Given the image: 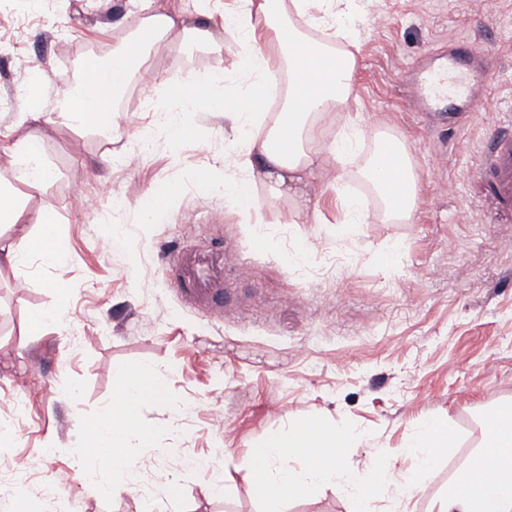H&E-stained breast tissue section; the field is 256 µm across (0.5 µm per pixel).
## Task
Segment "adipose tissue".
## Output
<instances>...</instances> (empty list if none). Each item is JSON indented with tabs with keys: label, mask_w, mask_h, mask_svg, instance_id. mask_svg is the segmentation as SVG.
<instances>
[{
	"label": "adipose tissue",
	"mask_w": 512,
	"mask_h": 512,
	"mask_svg": "<svg viewBox=\"0 0 512 512\" xmlns=\"http://www.w3.org/2000/svg\"><path fill=\"white\" fill-rule=\"evenodd\" d=\"M357 0H232L221 16V25L236 30L241 47L240 66L247 71L246 83L232 93H223L229 72L217 71L211 85V108L223 113L230 131L243 140L233 160L235 174L220 176L216 170L203 173L205 182L224 188V202L251 215L259 206L253 199L252 184L256 178L268 180L277 192L287 191L290 184L302 181L314 168L325 167L351 151L350 137L318 145L316 121L337 104L346 102L353 92L351 76L355 65L352 52H328L323 42L306 38L302 28L292 26L291 17L301 19L303 26L321 30L327 35L351 39L349 28L341 18L351 17ZM145 31L112 50L92 83L80 84L62 104L59 116L64 125L84 127L106 123L116 127L112 104L126 87L133 70L155 53L160 43L171 34L222 52L223 41L211 26L190 25L182 16L156 8L144 20ZM278 44L281 56L297 74L291 80L288 96L265 135L246 134L248 122L267 109V92L279 71L270 64L265 50ZM12 165L21 181L31 190H40L51 176L46 162L44 137L27 134L13 138L8 148ZM381 194L391 220L411 224L415 221L417 183L407 155L389 160L384 152L376 156L363 172ZM37 257L42 262L58 265L64 254L55 235L38 234L22 238L19 243L0 247V270H20L25 260ZM152 368H145L143 378L125 377L120 387L122 399L113 406L111 424H97L94 436L98 444H112L113 479L116 486L130 488L139 481L137 469L127 461L124 450L131 439L147 442L146 433L135 427L139 405L161 393L153 378ZM512 409L499 410L486 425V441L475 470L457 477L448 487L438 512H512V425L504 422Z\"/></svg>",
	"instance_id": "ef3b65f1"
}]
</instances>
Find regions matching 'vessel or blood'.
I'll return each mask as SVG.
<instances>
[{"label":"vessel or blood","instance_id":"1","mask_svg":"<svg viewBox=\"0 0 512 512\" xmlns=\"http://www.w3.org/2000/svg\"><path fill=\"white\" fill-rule=\"evenodd\" d=\"M479 55L478 48L471 43L459 44L449 53L446 68L426 72L422 77L410 101L413 111L431 108L444 98L470 96L473 87L469 76ZM478 175L492 205L500 212H512V121L500 126L488 140ZM164 262L180 271L183 290L192 303L210 304L221 297L223 252L209 258L178 252L165 257Z\"/></svg>","mask_w":512,"mask_h":512}]
</instances>
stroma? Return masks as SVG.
I'll list each match as a JSON object with an SVG mask.
<instances>
[{
	"instance_id": "1",
	"label": "stroma",
	"mask_w": 512,
	"mask_h": 512,
	"mask_svg": "<svg viewBox=\"0 0 512 512\" xmlns=\"http://www.w3.org/2000/svg\"><path fill=\"white\" fill-rule=\"evenodd\" d=\"M142 0H0V97L27 85L25 58L40 59L44 120L20 122L0 111V130L49 138L52 176L30 193L0 152V183L12 188L22 223L0 229V245L37 234L49 214L65 255L51 267L30 259L20 273L0 271V417L14 399L23 413L0 428V464L15 488L0 495V512H141L136 492H100L74 480L52 500L44 486L76 459L112 478L110 457L93 440L94 426L120 397L117 369L159 371L164 393L144 402L136 426L148 445L127 459L142 478L176 476L175 497L154 512H260L250 466L255 446L305 416L359 432L348 462L371 469L387 453L392 482L417 468L409 446L417 428L437 417L461 433L445 460L419 482L401 512H437L448 485L476 467L483 425L512 405V215L482 199L477 169L487 138L512 118V0H376L357 11L358 33L350 116L362 143L344 165L342 182L320 172L272 199L255 181L261 233L225 207L224 194L199 175L234 156L224 115L208 109V79L232 64L240 48L224 33L222 55L172 38L171 57H153L155 83L132 80L120 100H157L156 86L194 73L188 91L197 109L181 117L179 154L165 139L137 153L135 132L152 113L120 109L119 133L104 125L58 124L57 103L68 79L62 47L107 57L137 32ZM493 57L473 74L477 94L441 104L461 112L448 126L405 105L422 67L443 64L458 40ZM403 141L420 180L416 221L388 220L361 178L379 136ZM98 201L83 215L67 199L73 181ZM179 189L172 222L145 223L142 203L157 188ZM360 197L365 223L346 221L343 195ZM310 199L319 219L295 224ZM224 248V304H191L161 257L172 250ZM58 308L63 320L35 328L29 315ZM43 451V471L23 463ZM283 512H354L348 495L325 486Z\"/></svg>"
}]
</instances>
